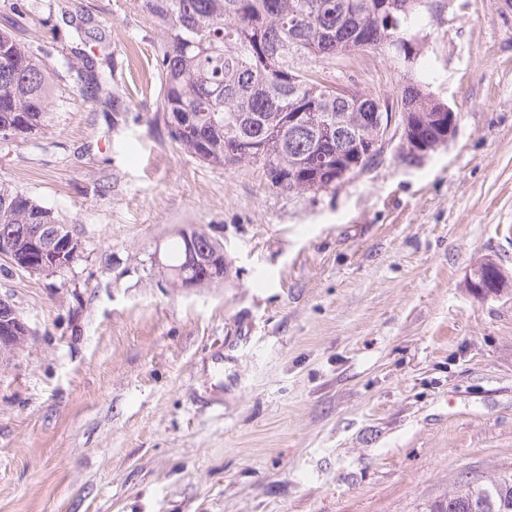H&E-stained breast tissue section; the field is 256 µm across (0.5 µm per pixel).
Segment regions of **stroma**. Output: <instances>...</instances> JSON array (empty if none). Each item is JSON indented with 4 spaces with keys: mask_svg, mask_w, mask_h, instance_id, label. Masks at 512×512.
I'll list each match as a JSON object with an SVG mask.
<instances>
[{
    "mask_svg": "<svg viewBox=\"0 0 512 512\" xmlns=\"http://www.w3.org/2000/svg\"><path fill=\"white\" fill-rule=\"evenodd\" d=\"M13 3L0 30L55 94L45 133L0 141V182L82 249L44 276L0 267L31 331L0 364V512H422L512 470V0H433L413 62L328 66L391 98L423 80L457 125L301 196L173 142L143 0H28L20 23ZM192 228L227 263L182 288L165 255ZM486 259L506 280L482 297ZM504 282V274L500 267L492 262L479 263L472 272L468 286L476 293L481 291L483 296L496 295Z\"/></svg>",
    "mask_w": 512,
    "mask_h": 512,
    "instance_id": "obj_1",
    "label": "stroma"
}]
</instances>
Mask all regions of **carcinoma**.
<instances>
[{
  "label": "carcinoma",
  "mask_w": 512,
  "mask_h": 512,
  "mask_svg": "<svg viewBox=\"0 0 512 512\" xmlns=\"http://www.w3.org/2000/svg\"><path fill=\"white\" fill-rule=\"evenodd\" d=\"M430 0H145L161 23L157 55L161 107L172 140L201 163L263 170L270 185L293 194L336 188L373 165L381 150L370 148L378 122L402 128L406 142L436 145L448 140L437 123L442 103L421 80L408 81L391 101L370 91L336 92L322 69L357 52L406 60L413 51L421 8ZM90 79L83 94L100 90L94 62L85 54ZM310 66L302 68L301 63ZM53 72L38 54L8 32H0V141L26 139L49 125ZM36 224H51L59 241L72 231L49 207L0 183V236H12L20 268L46 273L43 256L32 248ZM194 242L205 258L224 253L202 230ZM183 237L170 247V267L183 265ZM500 267L479 263L468 286L497 294ZM15 308L0 303V322L24 345L31 332L17 322ZM426 512H512V472L461 483Z\"/></svg>",
  "instance_id": "cac0c4a2"
}]
</instances>
